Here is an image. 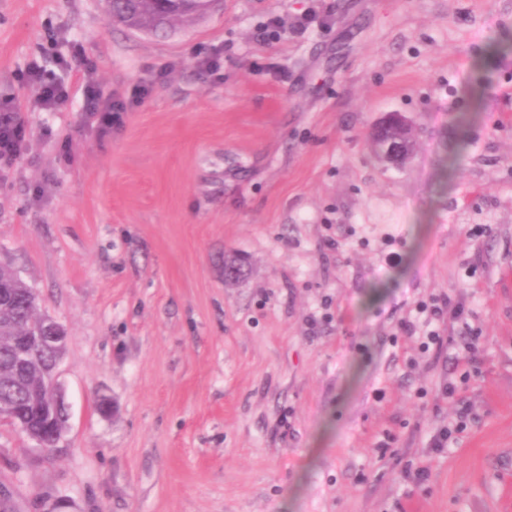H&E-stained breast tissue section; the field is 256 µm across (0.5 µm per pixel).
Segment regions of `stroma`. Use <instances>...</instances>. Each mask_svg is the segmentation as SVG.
Masks as SVG:
<instances>
[{"label": "stroma", "mask_w": 512, "mask_h": 512, "mask_svg": "<svg viewBox=\"0 0 512 512\" xmlns=\"http://www.w3.org/2000/svg\"><path fill=\"white\" fill-rule=\"evenodd\" d=\"M75 58L149 92L100 131ZM31 70L68 101L37 109ZM0 104L27 143L0 265L68 336L57 451L0 424L18 512H512V0H218L158 35L0 0ZM390 112L399 167L371 144ZM443 295L467 316L426 351ZM451 381L470 415L438 453ZM390 124H393L401 131V138L398 137L390 140H373V148L376 154L383 160L400 164V162H396L394 160L395 158L401 159L407 154L406 143H411L414 141V135L412 136L413 129L408 120H406L398 113H393L386 115L384 120L376 127L373 133H375L382 126H388ZM421 312L428 311L431 319L439 321L447 315L448 311L456 318L463 317L465 311L461 305H452L449 297L438 296L431 299L430 303L423 302L419 305Z\"/></svg>", "instance_id": "obj_1"}]
</instances>
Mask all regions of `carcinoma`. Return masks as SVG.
<instances>
[{
  "label": "carcinoma",
  "mask_w": 512,
  "mask_h": 512,
  "mask_svg": "<svg viewBox=\"0 0 512 512\" xmlns=\"http://www.w3.org/2000/svg\"><path fill=\"white\" fill-rule=\"evenodd\" d=\"M198 8L194 0H168L165 5L160 0H112V20L145 31H160L190 20ZM38 310L39 297L34 289L11 270L0 267V410L12 405L23 410L22 418L31 432L47 441L49 428L29 399L24 371L17 369L11 349L15 332L40 321ZM52 361V350H32L28 362L31 377L50 369Z\"/></svg>",
  "instance_id": "cac0c4a2"
}]
</instances>
